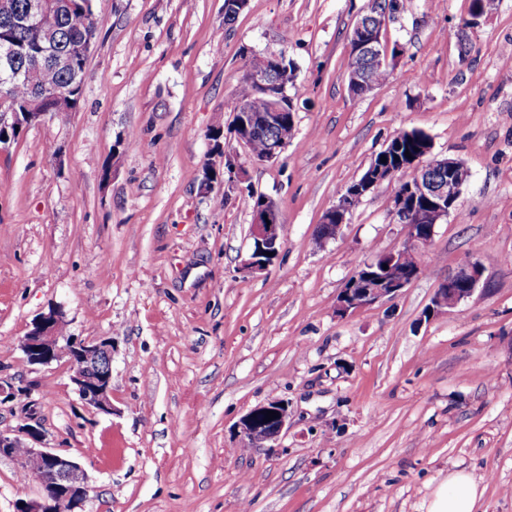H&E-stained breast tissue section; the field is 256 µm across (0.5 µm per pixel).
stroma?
Masks as SVG:
<instances>
[{"label":"stroma","mask_w":512,"mask_h":512,"mask_svg":"<svg viewBox=\"0 0 512 512\" xmlns=\"http://www.w3.org/2000/svg\"><path fill=\"white\" fill-rule=\"evenodd\" d=\"M368 0H93L100 31L77 111L0 145V431L39 421L77 461L84 512H427L463 470L487 512H512V0L467 32L472 0H408L384 39L390 74L348 90V35ZM284 54L295 128L271 162L230 134L253 57ZM223 127L219 140L209 132ZM470 171L392 301L336 315L364 263L402 248L396 186L368 193L336 238L323 213L401 130ZM236 187L201 188L215 149ZM273 199L282 246L252 248L253 194ZM482 287L423 312L467 257ZM65 334L112 341V411L82 404L61 363L20 340L49 307ZM287 400L275 447H244L251 408ZM38 482L0 458V512Z\"/></svg>","instance_id":"35a3bbf8"}]
</instances>
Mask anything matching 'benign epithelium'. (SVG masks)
Segmentation results:
<instances>
[{"instance_id":"1","label":"benign epithelium","mask_w":512,"mask_h":512,"mask_svg":"<svg viewBox=\"0 0 512 512\" xmlns=\"http://www.w3.org/2000/svg\"><path fill=\"white\" fill-rule=\"evenodd\" d=\"M26 25L43 29L45 43L52 42V33L46 29L42 12L32 7L24 18ZM381 36L369 23L358 20L354 25L353 41L357 50L372 56L380 53V65L388 66L385 45H377ZM16 50L13 46H0V69L14 70V75H24V70L16 65ZM278 63L276 70L253 69L246 73V80L258 89L273 94V111L266 112L260 120L246 116L238 122L237 140L250 147L253 134L259 128H267L283 122L281 112V94L288 89L283 73V57L274 56ZM49 111L41 109V100L31 102L28 110L21 112L7 97L0 98V131L15 128L19 131L44 122L56 113L69 110V99L64 94H55ZM428 148L421 156H411L404 160L397 158L395 163L372 165L368 174L356 181L357 191L369 193L382 183L397 182L392 199V212L398 223L404 226L407 242L396 251L379 256L354 272L336 299V315L343 317L351 312L390 301L398 296L411 282L419 278L420 270H410L402 266V255L406 251L417 249L429 243L436 225L457 206L464 183L456 186L455 194L448 196L444 185L438 178L424 177L430 172L454 171L463 166L458 160L431 157ZM228 174V182L237 179V163L218 154V159L207 163L204 168L202 185L210 187L219 175V169ZM424 193L422 207L408 201L413 193ZM350 214L345 196L337 198L336 203L327 209L316 235L325 242L336 238L338 226L347 223ZM282 219L278 205L269 197L260 195V205L253 209L251 237L253 248L247 258L242 260L240 270L253 273L264 269L273 257L278 255L282 245ZM270 252L272 256L265 257ZM388 269H383V266ZM483 277L480 261L471 256L461 262L448 274L437 288L425 316H430L445 308L453 307L469 298L479 289ZM63 317L55 309L41 314L32 323L21 342V349L27 361L32 365H49L60 360L66 361L72 371L71 380L75 385L78 398L86 406L103 413L112 412V339L99 341L84 340L77 336H66L62 332ZM276 411L279 417L264 421L267 411ZM290 412L283 400L274 399L249 410L238 422V433L248 447H274L284 430L288 429ZM45 434L35 424H25L13 433L0 432V457L17 460L22 467L35 468L34 475L40 485V496L26 501L17 508V512H76L89 497L91 488L87 476L78 462L44 445Z\"/></svg>"}]
</instances>
